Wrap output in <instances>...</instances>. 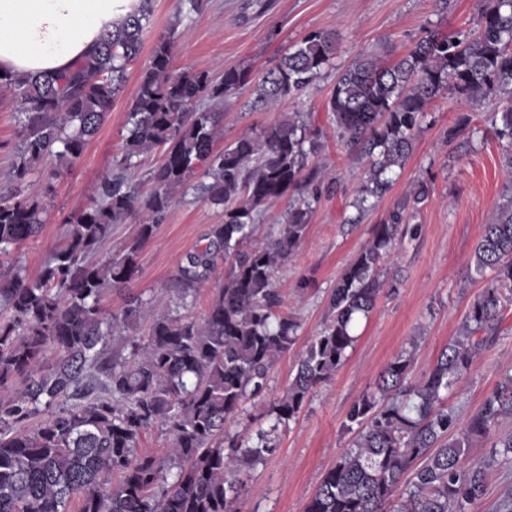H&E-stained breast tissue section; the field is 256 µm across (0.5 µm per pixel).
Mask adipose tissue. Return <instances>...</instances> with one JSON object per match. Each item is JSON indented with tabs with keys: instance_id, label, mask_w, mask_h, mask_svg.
Segmentation results:
<instances>
[{
	"instance_id": "ef3b65f1",
	"label": "adipose tissue",
	"mask_w": 512,
	"mask_h": 512,
	"mask_svg": "<svg viewBox=\"0 0 512 512\" xmlns=\"http://www.w3.org/2000/svg\"><path fill=\"white\" fill-rule=\"evenodd\" d=\"M136 0H0V71L22 78L86 57Z\"/></svg>"
}]
</instances>
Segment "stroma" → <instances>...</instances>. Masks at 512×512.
Returning <instances> with one entry per match:
<instances>
[{"instance_id":"stroma-1","label":"stroma","mask_w":512,"mask_h":512,"mask_svg":"<svg viewBox=\"0 0 512 512\" xmlns=\"http://www.w3.org/2000/svg\"><path fill=\"white\" fill-rule=\"evenodd\" d=\"M478 0H208L200 16L181 17L176 0H154L151 28L143 35V51L128 70L123 92L97 136L83 154L59 172L36 170L33 191L42 193L46 222L36 240L27 242L6 265L36 277L59 243L65 219L89 205L100 180L116 171L123 152L127 112L140 75L157 38L177 27L173 65L177 70L247 68L254 81L309 33H336V56L320 77L294 101L256 110L253 83L224 105L220 144H228L291 112L302 113L319 134L320 152L308 170L321 188L313 205L307 234L298 253L274 274L284 304L300 317L297 343L272 368L268 387L230 423L225 439L248 438L268 429L271 405L282 396L295 373V363L321 328L326 301L343 269L371 237V228L395 202L419 182L430 186L428 199L410 210L416 235L399 239L382 270L390 286L379 296L369 318L360 319L358 340L334 378L312 392L296 420L280 426L277 450L249 470L236 512H304L324 474L350 448L354 435L345 424L354 402L375 392V380L396 354L414 348V373L432 365L458 335L473 300L486 281L470 265L483 225L512 182L505 175L503 147L489 133L491 108L485 103L438 100L426 125L416 135L414 150L394 168V184L382 199L357 206L359 188L367 180V162L344 148L337 135L328 99L339 75L358 57L374 53L391 62L430 31L447 35L464 30L477 13ZM470 117L471 129L456 141L449 127ZM22 116L19 100L0 90V188L8 185L19 143ZM224 219L222 208L186 195L170 210L139 256V271L124 290L104 296L105 315L119 311L133 296L150 299L164 293L183 256L201 244L210 225ZM500 333L485 348L475 367L448 392L447 406L459 424H467L505 374H512V301H504ZM512 434V415L465 449L466 463L486 464V489L470 512H507L512 504V462L495 455L493 445Z\"/></svg>"}]
</instances>
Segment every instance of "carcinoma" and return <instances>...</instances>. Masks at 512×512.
<instances>
[{"label": "carcinoma", "mask_w": 512, "mask_h": 512, "mask_svg": "<svg viewBox=\"0 0 512 512\" xmlns=\"http://www.w3.org/2000/svg\"><path fill=\"white\" fill-rule=\"evenodd\" d=\"M153 13V0H139L91 55L64 72L0 76L1 89H17L23 115L11 167L16 182L48 157L64 166L82 155L140 57ZM176 33L173 26L157 39L141 74L117 173L102 178L92 204L69 218L64 241L37 277L16 268L0 272V388L17 390L0 402V512H72L74 502L77 512H233L241 489L235 475L275 451L273 432L295 419L309 394L347 360L358 340L357 319L369 317L386 284L381 264L408 232L406 210L429 196L422 182L396 202L337 279L322 328L272 405L271 429L250 446L224 448L226 424L264 392L274 362L298 340L300 319L281 310L273 276L306 235L316 190L304 171L321 144L294 112L216 149L224 100L251 73L176 71ZM335 54V32L308 34L262 76L256 103L273 107L296 98ZM444 94L493 105L491 132L512 144V0H480L465 31L431 32L392 63L366 54L340 74L329 111L341 142L368 160L361 193L381 199L390 192L387 173L404 165L428 108ZM157 151L161 160L145 189L126 171ZM196 175L199 198L223 206L224 222L210 225L204 245L185 255L170 291L186 302L220 261L229 265L224 283L202 319L159 312L130 357H107L112 336L136 330L145 306L163 297H133L109 319L100 302L137 274L142 247ZM288 197L278 235L251 245L261 212ZM43 213L32 196H0V255L36 237ZM133 215L139 217L134 237L115 257L96 260L112 227ZM472 263L494 276L460 335L417 380L413 352L386 363L378 394L363 396L347 414L359 429L352 448L325 473L305 512H469L483 495L484 467L464 464V449L512 414V376L460 431L445 401L454 379L498 337L501 303L512 296V194L484 225ZM53 349L59 357L48 366ZM154 427L170 440L163 459L137 451Z\"/></svg>", "instance_id": "obj_1"}]
</instances>
